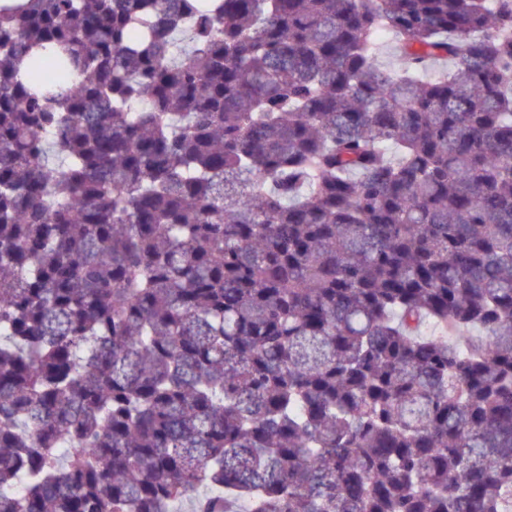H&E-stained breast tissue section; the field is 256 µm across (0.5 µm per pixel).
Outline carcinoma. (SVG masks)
Here are the masks:
<instances>
[{
	"label": "carcinoma",
	"instance_id": "cac0c4a2",
	"mask_svg": "<svg viewBox=\"0 0 512 512\" xmlns=\"http://www.w3.org/2000/svg\"><path fill=\"white\" fill-rule=\"evenodd\" d=\"M186 505L512 512V0L0 6V512Z\"/></svg>",
	"mask_w": 512,
	"mask_h": 512
}]
</instances>
